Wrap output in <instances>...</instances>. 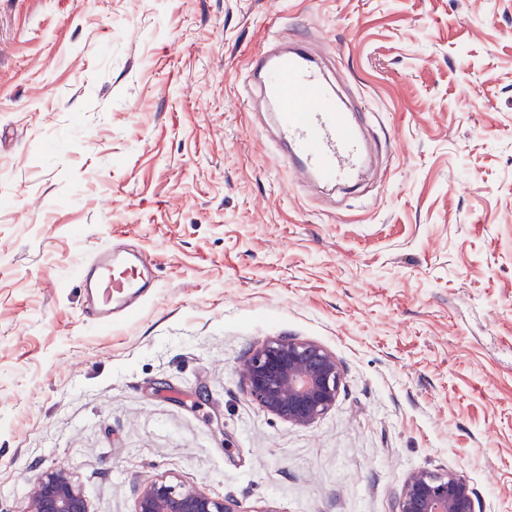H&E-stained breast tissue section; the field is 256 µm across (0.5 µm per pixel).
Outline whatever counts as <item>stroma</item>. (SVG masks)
<instances>
[{"label": "stroma", "mask_w": 512, "mask_h": 512, "mask_svg": "<svg viewBox=\"0 0 512 512\" xmlns=\"http://www.w3.org/2000/svg\"><path fill=\"white\" fill-rule=\"evenodd\" d=\"M336 59L384 182L297 184L247 63ZM155 263L97 327L78 265ZM339 360L335 407L253 403L250 347ZM69 469L91 512L164 477L243 512H388L453 470L512 512V0H0V512Z\"/></svg>", "instance_id": "35a3bbf8"}]
</instances>
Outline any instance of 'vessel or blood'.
Masks as SVG:
<instances>
[{"mask_svg":"<svg viewBox=\"0 0 512 512\" xmlns=\"http://www.w3.org/2000/svg\"><path fill=\"white\" fill-rule=\"evenodd\" d=\"M257 66L264 73L257 90L273 105L276 138L286 149L292 177L350 184L367 158L361 109H345L329 92L324 69L303 45L270 41ZM84 266L91 312L108 327L116 310L150 283L153 260L143 252L123 254L106 246Z\"/></svg>","mask_w":512,"mask_h":512,"instance_id":"vessel-or-blood-1","label":"vessel or blood"}]
</instances>
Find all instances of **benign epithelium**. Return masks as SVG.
<instances>
[{"instance_id": "1", "label": "benign epithelium", "mask_w": 512, "mask_h": 512, "mask_svg": "<svg viewBox=\"0 0 512 512\" xmlns=\"http://www.w3.org/2000/svg\"><path fill=\"white\" fill-rule=\"evenodd\" d=\"M251 400L297 427L309 426L335 405L342 384L336 356L294 336H277L251 349L243 363ZM24 512H91L83 486L65 468L42 472L29 485ZM134 512H242L237 502L158 478L140 490ZM391 512H476L468 480L452 471H413Z\"/></svg>"}]
</instances>
